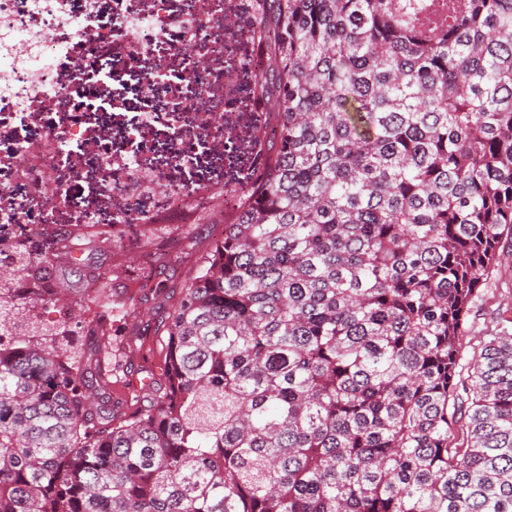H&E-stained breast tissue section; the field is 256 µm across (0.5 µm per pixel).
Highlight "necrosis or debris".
Wrapping results in <instances>:
<instances>
[{"mask_svg":"<svg viewBox=\"0 0 512 512\" xmlns=\"http://www.w3.org/2000/svg\"><path fill=\"white\" fill-rule=\"evenodd\" d=\"M252 30L251 0H0V234L164 223L207 196L205 158L246 180L268 122L246 96ZM132 83L150 88L134 113Z\"/></svg>","mask_w":512,"mask_h":512,"instance_id":"necrosis-or-debris-1","label":"necrosis or debris"}]
</instances>
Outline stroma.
Wrapping results in <instances>:
<instances>
[{"mask_svg": "<svg viewBox=\"0 0 512 512\" xmlns=\"http://www.w3.org/2000/svg\"><path fill=\"white\" fill-rule=\"evenodd\" d=\"M224 221V197L213 194L204 211L185 213L168 224L136 225L129 239L138 243L137 253H129L126 240L87 231L81 241V262L61 264L54 278L57 287H94L114 264L125 271L117 279L113 336L117 342L104 358L109 366L105 393L113 400H149L164 386L156 364L167 339L164 326L185 286L192 280L198 260L219 237ZM503 259L473 306L467 333L462 340V358H477L489 330L507 317L512 300V238L502 239Z\"/></svg>", "mask_w": 512, "mask_h": 512, "instance_id": "obj_1", "label": "stroma"}]
</instances>
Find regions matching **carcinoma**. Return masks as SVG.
I'll return each instance as SVG.
<instances>
[{"label":"carcinoma","instance_id":"cac0c4a2","mask_svg":"<svg viewBox=\"0 0 512 512\" xmlns=\"http://www.w3.org/2000/svg\"><path fill=\"white\" fill-rule=\"evenodd\" d=\"M276 149L169 315L166 389L95 405L112 279L0 238V512H512V0H252ZM468 401L459 429L456 403ZM503 259L493 271L488 283L481 289V296L476 300L468 319L467 333L463 337L462 364L467 365L477 358L487 341L488 331L503 321L504 327L512 330V323L503 319L512 318L506 312L507 303L512 297V240L510 233L502 239Z\"/></svg>","mask_w":512,"mask_h":512}]
</instances>
